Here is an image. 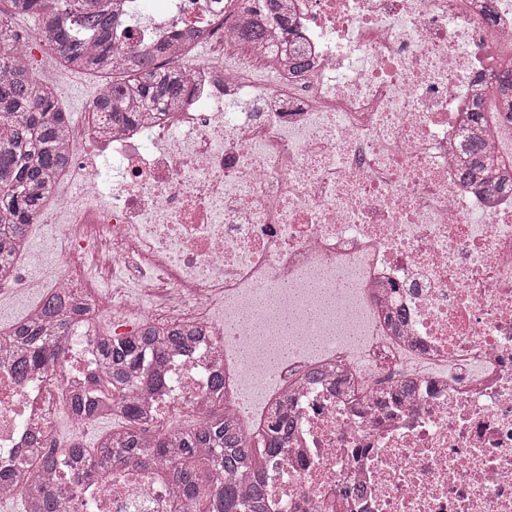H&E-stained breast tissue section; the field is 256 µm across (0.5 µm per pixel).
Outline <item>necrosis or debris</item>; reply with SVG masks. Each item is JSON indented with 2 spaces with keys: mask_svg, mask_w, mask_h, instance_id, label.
Listing matches in <instances>:
<instances>
[{
  "mask_svg": "<svg viewBox=\"0 0 512 512\" xmlns=\"http://www.w3.org/2000/svg\"><path fill=\"white\" fill-rule=\"evenodd\" d=\"M188 32L203 57L183 54ZM113 39L180 50L182 102L146 129L100 134L89 110L70 126V165L35 219L53 228L55 274L21 261L0 291L74 289L116 336L196 330L150 397L160 429L224 406L218 371L262 400L237 408L245 427L285 404L265 512H512V195L459 174L468 101L512 48V0H130ZM96 345L93 323L77 330L74 374L97 371ZM387 376L410 392L379 393ZM58 411L50 375L0 366V470L16 487L26 430L51 434ZM68 501L172 512L149 465Z\"/></svg>",
  "mask_w": 512,
  "mask_h": 512,
  "instance_id": "1",
  "label": "necrosis or debris"
}]
</instances>
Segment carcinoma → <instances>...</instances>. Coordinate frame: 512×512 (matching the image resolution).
<instances>
[{
    "mask_svg": "<svg viewBox=\"0 0 512 512\" xmlns=\"http://www.w3.org/2000/svg\"><path fill=\"white\" fill-rule=\"evenodd\" d=\"M124 10V0H0V283L11 279L30 226L55 195L69 163V113L60 105L56 82L35 76L30 59L20 49H10L20 37L17 21L39 20L48 34L47 52L62 68L100 75L119 72L112 87L95 99L94 112L104 133L117 122L147 124L160 107L176 104L186 87L181 68L158 63L165 47L117 51L112 34ZM501 68L503 74L487 78L491 97H477L470 112L486 136L491 130L485 113H512V58ZM500 163L487 155L481 138L468 137L463 182L493 181L497 190L512 193V176L498 169ZM82 310L80 298L53 294L21 322L0 328V362L11 366L18 379L50 372L70 417H82L94 407L97 418L120 422L92 449L58 448L53 442L44 454L43 439H31L30 465L37 472L19 492L24 512H63L67 507L64 494L52 485L58 465L66 473V484L83 476L104 485L112 480V468L124 463L151 464L168 474L177 512H262V489L241 481L239 474L262 470L281 451L288 432L285 406L268 409L256 448L251 432L219 408L197 426L161 431L144 405V395L164 384L166 356L185 342L189 329L161 333L147 328L137 336L114 337L110 326L97 327L102 367L87 385L64 364L65 336ZM145 346L154 351L147 373L141 372Z\"/></svg>",
    "mask_w": 512,
    "mask_h": 512,
    "instance_id": "obj_1",
    "label": "carcinoma"
}]
</instances>
